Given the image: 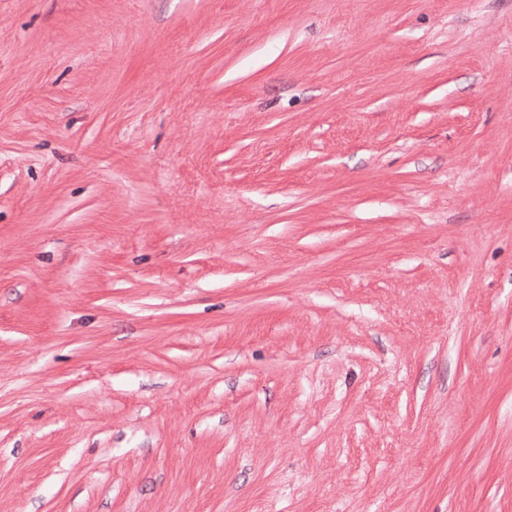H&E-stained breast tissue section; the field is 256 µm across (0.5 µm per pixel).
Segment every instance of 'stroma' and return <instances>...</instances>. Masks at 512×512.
Masks as SVG:
<instances>
[{"label": "stroma", "instance_id": "35a3bbf8", "mask_svg": "<svg viewBox=\"0 0 512 512\" xmlns=\"http://www.w3.org/2000/svg\"><path fill=\"white\" fill-rule=\"evenodd\" d=\"M0 512H512V0H0Z\"/></svg>", "mask_w": 512, "mask_h": 512}]
</instances>
